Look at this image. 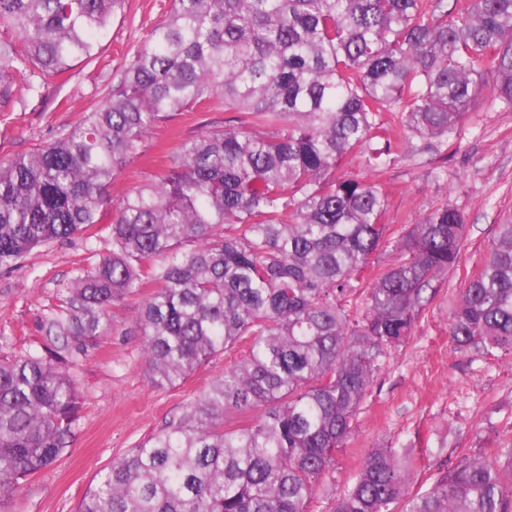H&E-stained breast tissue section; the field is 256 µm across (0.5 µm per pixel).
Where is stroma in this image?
Returning <instances> with one entry per match:
<instances>
[{
  "label": "stroma",
  "mask_w": 512,
  "mask_h": 512,
  "mask_svg": "<svg viewBox=\"0 0 512 512\" xmlns=\"http://www.w3.org/2000/svg\"><path fill=\"white\" fill-rule=\"evenodd\" d=\"M170 7L171 0H128L95 59L74 63L38 91L14 86L12 102L0 107V161L31 152L77 124L165 21ZM227 118V112L198 108L157 125L146 138L144 157L123 167L113 181V200L158 179L181 141L222 127ZM390 158L379 170L353 158L338 173L384 186L389 201L384 221L392 236L450 204L465 218L466 240L456 269L435 281L410 339L391 351L375 377L310 512H333L372 449H392L409 463L410 490L416 493L464 454L512 444V361L488 363L456 352L448 335L466 274L487 258L498 225L512 223V110L480 98L450 142L396 138ZM96 231L95 238L77 234L33 249L14 267L0 268V358L42 352L46 318L65 308L64 285L112 249L110 224L97 225ZM138 303L133 297L114 305L112 325L101 335L71 339L76 364L69 374L82 398L71 443L62 459L22 484L11 503L13 512H76L115 458L166 428L223 374L228 358L218 355L177 386H153L142 338L133 327Z\"/></svg>",
  "instance_id": "stroma-1"
}]
</instances>
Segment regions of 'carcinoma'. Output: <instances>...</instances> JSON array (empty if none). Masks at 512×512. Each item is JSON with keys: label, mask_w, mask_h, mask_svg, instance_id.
I'll return each mask as SVG.
<instances>
[{"label": "carcinoma", "mask_w": 512, "mask_h": 512, "mask_svg": "<svg viewBox=\"0 0 512 512\" xmlns=\"http://www.w3.org/2000/svg\"><path fill=\"white\" fill-rule=\"evenodd\" d=\"M126 0H0V104L89 61ZM21 47H16V43ZM489 92L512 107V0H172L169 19L67 133L0 162V267L110 217L112 252L78 270L55 340L96 336L112 305L154 285L134 322L157 387L238 347L157 435L112 462L78 512H309L367 391L426 291L455 268L452 206L406 234L387 192L338 177L387 165L399 132L451 140ZM240 113L182 141L168 172L112 204V180L187 108ZM230 226L235 233L219 235ZM398 253L370 275L382 246ZM454 349L512 358V224L464 281ZM67 345L0 359V512L69 447L81 397ZM373 450L335 512H512V447L464 455L421 494Z\"/></svg>", "instance_id": "cac0c4a2"}]
</instances>
